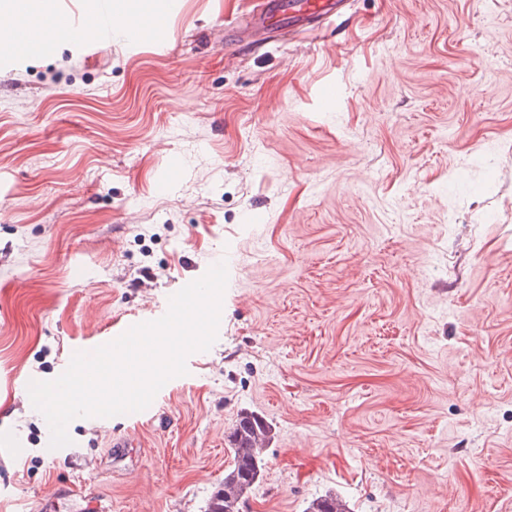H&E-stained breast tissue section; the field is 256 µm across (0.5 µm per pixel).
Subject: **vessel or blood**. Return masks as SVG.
Returning a JSON list of instances; mask_svg holds the SVG:
<instances>
[{
  "instance_id": "1",
  "label": "vessel or blood",
  "mask_w": 512,
  "mask_h": 512,
  "mask_svg": "<svg viewBox=\"0 0 512 512\" xmlns=\"http://www.w3.org/2000/svg\"><path fill=\"white\" fill-rule=\"evenodd\" d=\"M348 5L349 0H264L262 11L255 18L254 24L261 28L270 25L291 29L319 28L342 15ZM83 11L94 17V29H86L85 25L64 14L60 0H45V12L50 15V22L27 32L20 46L1 45L0 55L10 56L19 48L34 54L47 52L54 47L58 38L57 31L62 27L76 38L90 44L109 39L114 25L108 0H85ZM166 27V19L161 16L155 18L147 27L127 19L120 28L128 44L137 45L150 41L161 48L166 44Z\"/></svg>"
}]
</instances>
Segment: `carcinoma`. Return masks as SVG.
<instances>
[{
	"label": "carcinoma",
	"instance_id": "cac0c4a2",
	"mask_svg": "<svg viewBox=\"0 0 512 512\" xmlns=\"http://www.w3.org/2000/svg\"><path fill=\"white\" fill-rule=\"evenodd\" d=\"M270 426L261 418L244 413L240 416L230 448L232 465L224 472V482L212 492L206 512H242L258 477L249 476L262 468L263 454L270 439ZM304 512H349L337 497L326 494L311 500Z\"/></svg>",
	"mask_w": 512,
	"mask_h": 512
}]
</instances>
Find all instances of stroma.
Masks as SVG:
<instances>
[{
    "label": "stroma",
    "mask_w": 512,
    "mask_h": 512,
    "mask_svg": "<svg viewBox=\"0 0 512 512\" xmlns=\"http://www.w3.org/2000/svg\"><path fill=\"white\" fill-rule=\"evenodd\" d=\"M261 2L0 64V512H205L244 411L272 432L243 512H512V0L232 42ZM221 261L217 340L133 450L85 419L45 458L26 381ZM166 19L157 17L149 27H143L132 19H126L120 28L123 38L129 45H138L145 41L153 42L158 48L166 44Z\"/></svg>",
    "instance_id": "1"
}]
</instances>
